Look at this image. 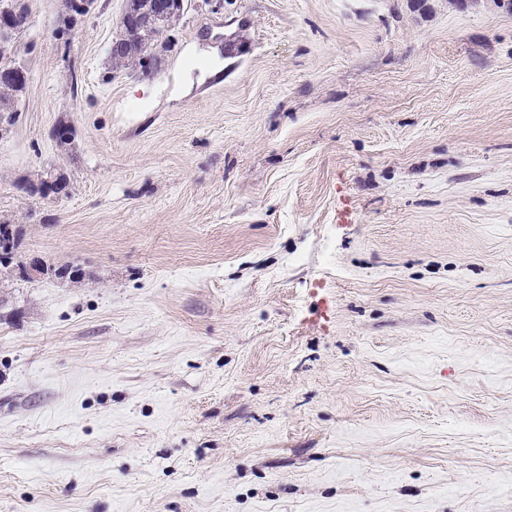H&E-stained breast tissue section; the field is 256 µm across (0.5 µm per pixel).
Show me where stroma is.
<instances>
[{
  "label": "stroma",
  "instance_id": "stroma-1",
  "mask_svg": "<svg viewBox=\"0 0 512 512\" xmlns=\"http://www.w3.org/2000/svg\"><path fill=\"white\" fill-rule=\"evenodd\" d=\"M501 2L185 0L146 77L25 0L0 220L85 277L0 278V512H512Z\"/></svg>",
  "mask_w": 512,
  "mask_h": 512
}]
</instances>
